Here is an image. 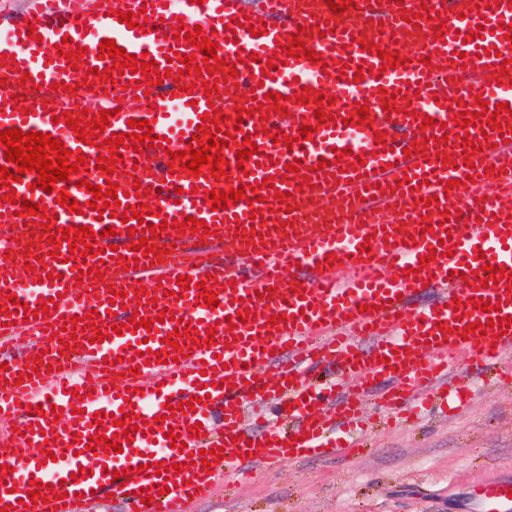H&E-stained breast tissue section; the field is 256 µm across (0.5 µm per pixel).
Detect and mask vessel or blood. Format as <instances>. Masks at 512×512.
I'll return each instance as SVG.
<instances>
[{
    "instance_id": "obj_1",
    "label": "vessel or blood",
    "mask_w": 512,
    "mask_h": 512,
    "mask_svg": "<svg viewBox=\"0 0 512 512\" xmlns=\"http://www.w3.org/2000/svg\"><path fill=\"white\" fill-rule=\"evenodd\" d=\"M140 10L143 28L120 23L119 12ZM243 18L262 35L243 27L229 32ZM484 21L491 30L476 37ZM510 23L512 0H353L338 16L326 0H153L149 7L143 0H99L94 11L84 0H33L27 23L0 35V132L18 128L64 142L73 155L86 157L81 177L99 186L113 180L121 205L145 207L153 225L187 215L215 230L147 234L136 219L91 210L90 193L74 182H57L56 191L78 202L73 212L35 188L33 172L23 174L16 195L46 213L24 218L16 204L4 202L0 187V349L14 344L23 323L42 351L40 358L0 369V419L16 420L0 432V466L12 468L0 473V505L9 512H78L80 503L110 489L125 512H186L191 495L209 497L216 475H239L246 464L355 454L346 432L357 426L369 399L405 418L442 398L449 409L464 408L460 391L470 374L458 369V358L481 367L512 351V325H490L484 336L458 334L467 324L487 323L484 303L512 317V292L506 282H492L489 272L493 265L512 272V114L497 113L492 128L478 114L483 106L497 112V104L512 105V41L504 30ZM179 24L212 33L222 60L217 69L192 78L183 75L181 62L167 61L171 50L204 58L175 38ZM295 32L317 62L284 52ZM104 39L157 61L166 74L163 85L127 72L73 92L83 73L59 57L58 44L86 47L88 67L103 70L113 64L98 55ZM394 50L402 65L383 68L381 52ZM240 55L245 62L230 76L227 65ZM360 70L365 76L358 82ZM26 72L35 89L22 101L16 80ZM207 85L215 93L205 94ZM305 86L336 98L325 122H317L313 105L294 100ZM271 91L286 97L284 110L274 108ZM389 92L394 100H386ZM98 102L112 113L101 138L129 132V120L146 119L160 147L123 151L112 173L97 170L98 157H110V148L79 141L60 116L68 110L81 115ZM362 102L369 114L361 125ZM238 107L250 116L237 126L229 116ZM213 108L228 116L221 130L235 134L221 150L228 161L224 181L206 169L193 175L169 166L171 152L187 150L197 129L212 131L201 118ZM464 109L477 112L475 124L454 125ZM427 116L434 119L428 126ZM304 123L314 126L312 135H299ZM281 133L293 147L275 142ZM246 137L258 151L238 167L236 153ZM289 163L298 164V172H286ZM267 178L272 186H264ZM448 180L454 188H445ZM248 184L257 201L213 209L209 191ZM138 187L145 197L135 196ZM255 210L263 214L256 228L250 220ZM47 215L59 229L99 232L102 255L70 260L64 239L58 256H51L41 229ZM111 225L115 236L103 235ZM142 236L162 249V257H147L138 270L116 266L109 246L118 245L130 260L132 240ZM445 239L453 256L443 254ZM425 255L430 263L420 264ZM26 264L38 283L19 284L17 272ZM99 267L104 277H96ZM297 268L305 269L304 277H284V270ZM181 275L192 287L178 285ZM144 279L147 293L136 296L134 287ZM202 281L217 289L218 306L199 301ZM296 285L303 294L293 293ZM121 289L127 296L114 303ZM424 291L429 300L423 304ZM53 296L58 308L37 314ZM165 308L173 316L159 320ZM94 310L98 329L84 322ZM241 313L247 321L228 327L227 317ZM281 313L285 321L269 325V317ZM73 316L77 343L66 348L61 328ZM132 317L153 325L129 328ZM182 320L196 324L198 333L212 325L218 333L200 347L186 336L170 347L165 339ZM116 324L121 334H113ZM148 350L153 357L147 362L142 354ZM108 361L113 371L105 370ZM133 365L139 374L130 373ZM320 369L351 376L355 384L311 382ZM192 398L194 409L178 411V403ZM98 412L103 418L97 422ZM119 421L132 429L130 444L79 477L90 436H112ZM195 424L201 437L189 431ZM171 430L180 434L183 450L171 448ZM218 447V464H191L192 454ZM151 462L164 463L165 472H138V465ZM175 464L182 472H172ZM123 470L124 483L113 477ZM34 481L41 482L44 498L37 505L27 498ZM62 491L66 499L57 500ZM466 508L512 512V479L473 486Z\"/></svg>"
}]
</instances>
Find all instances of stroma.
<instances>
[{
	"label": "stroma",
	"mask_w": 512,
	"mask_h": 512,
	"mask_svg": "<svg viewBox=\"0 0 512 512\" xmlns=\"http://www.w3.org/2000/svg\"><path fill=\"white\" fill-rule=\"evenodd\" d=\"M354 458L257 466L217 477L189 512H462L472 485L512 473V380L478 382L470 409L411 428L377 425Z\"/></svg>",
	"instance_id": "stroma-1"
}]
</instances>
